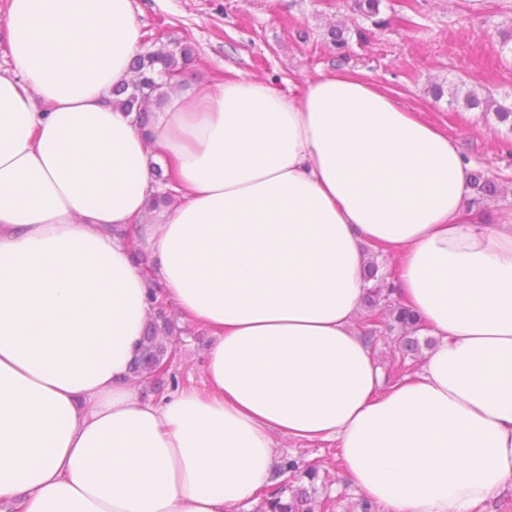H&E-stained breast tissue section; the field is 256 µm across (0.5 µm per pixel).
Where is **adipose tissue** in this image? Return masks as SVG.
Masks as SVG:
<instances>
[{
  "label": "adipose tissue",
  "instance_id": "ef3b65f1",
  "mask_svg": "<svg viewBox=\"0 0 512 512\" xmlns=\"http://www.w3.org/2000/svg\"><path fill=\"white\" fill-rule=\"evenodd\" d=\"M5 11L0 512H235L278 437L335 443L385 512L512 491V212L468 210L446 131L346 69L175 92L143 130L108 101L131 0ZM370 246L437 338L388 383L356 332ZM154 298L209 338L160 396L129 381Z\"/></svg>",
  "mask_w": 512,
  "mask_h": 512
}]
</instances>
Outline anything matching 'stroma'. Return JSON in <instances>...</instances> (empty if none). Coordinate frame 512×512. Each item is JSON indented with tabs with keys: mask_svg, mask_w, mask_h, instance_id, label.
Masks as SVG:
<instances>
[{
	"mask_svg": "<svg viewBox=\"0 0 512 512\" xmlns=\"http://www.w3.org/2000/svg\"><path fill=\"white\" fill-rule=\"evenodd\" d=\"M388 2L384 27L354 13L352 0H132V12L143 34L192 43L190 88L243 75L295 97L308 80L339 69L360 72L393 91L404 108L446 129L471 169L497 179L501 192L484 200L482 211H511L512 127L494 113L434 99L429 87L458 84L512 103V40L503 39L512 30V0ZM336 25L349 30V46L341 53L326 35ZM176 346L174 376L145 382L147 391L167 393L174 382L200 378L205 336L183 327ZM275 452L325 463L327 446L279 438ZM321 474L335 512H355L359 495L341 471L325 463Z\"/></svg>",
	"mask_w": 512,
	"mask_h": 512,
	"instance_id": "obj_1",
	"label": "stroma"
}]
</instances>
